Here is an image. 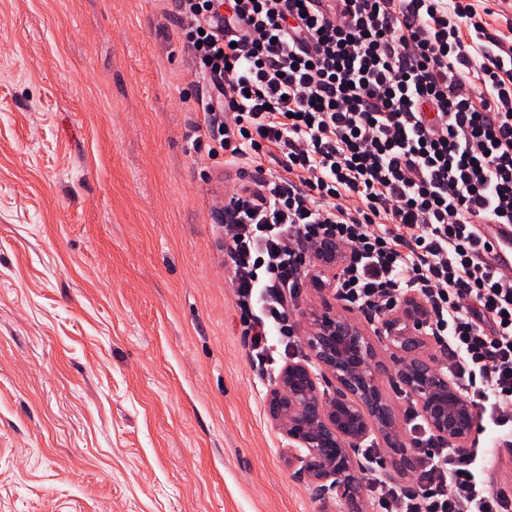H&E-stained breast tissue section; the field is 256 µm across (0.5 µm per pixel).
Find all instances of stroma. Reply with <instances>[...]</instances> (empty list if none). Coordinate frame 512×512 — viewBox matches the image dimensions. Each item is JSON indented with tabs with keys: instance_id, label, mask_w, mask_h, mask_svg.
<instances>
[{
	"instance_id": "1",
	"label": "stroma",
	"mask_w": 512,
	"mask_h": 512,
	"mask_svg": "<svg viewBox=\"0 0 512 512\" xmlns=\"http://www.w3.org/2000/svg\"><path fill=\"white\" fill-rule=\"evenodd\" d=\"M167 0H0V512H351L294 478L224 270L241 169L198 143ZM398 422L414 399L375 326Z\"/></svg>"
}]
</instances>
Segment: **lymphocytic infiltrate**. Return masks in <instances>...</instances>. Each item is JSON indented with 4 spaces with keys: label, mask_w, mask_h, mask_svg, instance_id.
<instances>
[{
    "label": "lymphocytic infiltrate",
    "mask_w": 512,
    "mask_h": 512,
    "mask_svg": "<svg viewBox=\"0 0 512 512\" xmlns=\"http://www.w3.org/2000/svg\"><path fill=\"white\" fill-rule=\"evenodd\" d=\"M194 64L209 155L252 164L224 204L243 333L292 345L316 244L345 253L336 293L379 319L422 297L462 394L512 443V268L478 225L512 223V53L474 0H169ZM283 174L260 161L269 147ZM383 512H512L486 448L435 440Z\"/></svg>",
    "instance_id": "1"
}]
</instances>
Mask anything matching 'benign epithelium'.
<instances>
[{
  "label": "benign epithelium",
  "instance_id": "1",
  "mask_svg": "<svg viewBox=\"0 0 512 512\" xmlns=\"http://www.w3.org/2000/svg\"><path fill=\"white\" fill-rule=\"evenodd\" d=\"M340 263L334 242L317 246L316 271L329 279L317 283L319 294L335 293L331 283ZM308 320L307 343L323 377L304 364L286 365L269 391L268 413L288 438L294 477L308 481L318 498L343 500L356 510L363 469L359 455L373 430L382 434L393 461L406 470L416 466L417 455L401 438L381 395L375 351L359 325L332 313L328 303ZM426 320L425 304L409 296L377 336L395 352L396 382L416 399L434 436L464 451L476 433L479 412L448 379L436 355L426 351Z\"/></svg>",
  "mask_w": 512,
  "mask_h": 512
}]
</instances>
